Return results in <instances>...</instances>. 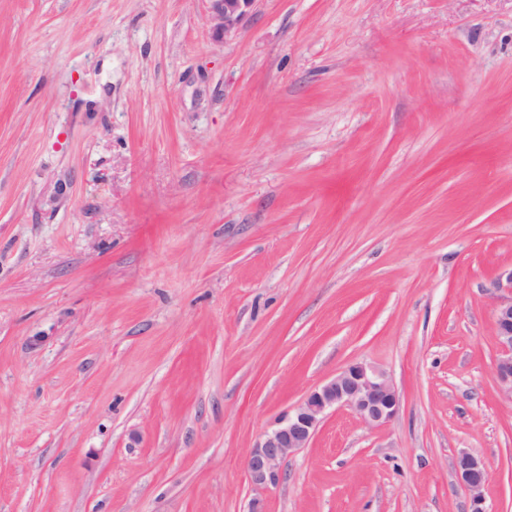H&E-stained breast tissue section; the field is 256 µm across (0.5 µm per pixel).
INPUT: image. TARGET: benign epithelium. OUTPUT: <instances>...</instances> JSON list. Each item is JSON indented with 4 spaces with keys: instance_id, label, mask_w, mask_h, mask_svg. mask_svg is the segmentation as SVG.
Listing matches in <instances>:
<instances>
[{
    "instance_id": "1",
    "label": "benign epithelium",
    "mask_w": 512,
    "mask_h": 512,
    "mask_svg": "<svg viewBox=\"0 0 512 512\" xmlns=\"http://www.w3.org/2000/svg\"><path fill=\"white\" fill-rule=\"evenodd\" d=\"M209 2L213 33L226 40L236 35L257 0ZM493 329L499 349L495 363L497 383L500 391L512 398V297L496 305ZM400 407V392L382 370L363 362L348 364L309 392L254 444L245 460L251 485L257 490L277 485L285 461L309 446L328 410L347 408L365 424L378 427L394 419ZM454 467L468 492V512H489L483 494L490 478L485 462L463 450L456 456Z\"/></svg>"
}]
</instances>
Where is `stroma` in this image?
Here are the masks:
<instances>
[{"instance_id": "stroma-1", "label": "stroma", "mask_w": 512, "mask_h": 512, "mask_svg": "<svg viewBox=\"0 0 512 512\" xmlns=\"http://www.w3.org/2000/svg\"><path fill=\"white\" fill-rule=\"evenodd\" d=\"M0 0V512H512V0ZM352 362L256 493L255 442ZM209 22L216 37L224 40L236 35L257 0H208ZM511 297L502 299L493 316L494 338L499 349L495 363L496 379L500 391L512 398V272L507 277ZM400 407V392L382 370L363 362L348 364L309 392L254 444L245 460L251 485L257 490L276 486L285 461L309 446L329 409L347 408L365 424L378 427L394 419ZM455 473L468 492V512H489L483 490L490 478L485 462L477 455L460 451L454 461Z\"/></svg>"}]
</instances>
